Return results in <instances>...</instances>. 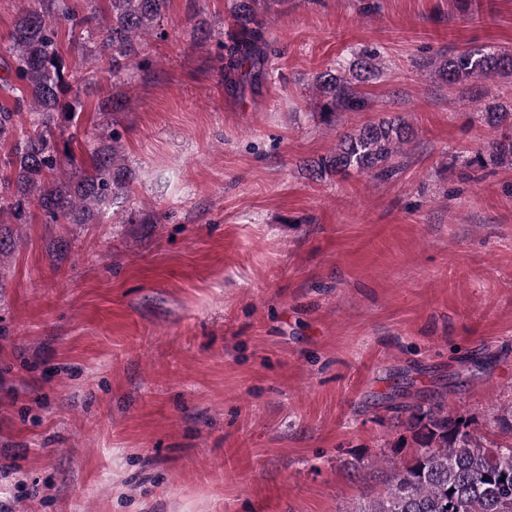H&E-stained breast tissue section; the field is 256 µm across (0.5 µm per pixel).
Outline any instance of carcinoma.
Returning <instances> with one entry per match:
<instances>
[{
  "mask_svg": "<svg viewBox=\"0 0 512 512\" xmlns=\"http://www.w3.org/2000/svg\"><path fill=\"white\" fill-rule=\"evenodd\" d=\"M168 0H108L107 11L90 8L82 15L69 0H33L9 33L5 76L0 86L14 95L12 107H0V144L13 140L0 161V224H26L32 204L52 219L89 224L103 204L129 191L132 173L120 163L116 147H97L70 173L64 162L74 159L72 138L57 131L71 124L81 108L76 77L60 50L58 22L103 37L99 53L108 57L116 78L141 53V39L164 36ZM260 0H236L234 32L221 44L222 76L231 87L254 84L267 57V27ZM374 69L365 57L347 75L321 73L315 81L321 103L319 117L329 122L336 111L357 112L364 101L355 82ZM449 84L512 75V54L483 48L448 53L438 67ZM33 113L34 133L13 139L17 118ZM478 117L495 133L490 159L512 164V108L488 103ZM413 136L405 118L385 115L367 120L340 135L336 147L310 166L316 179L351 170L389 179L395 159ZM402 425L419 451L408 464L392 467L385 493L369 498L358 512H512V448L484 443L470 423L436 401L405 408Z\"/></svg>",
  "mask_w": 512,
  "mask_h": 512,
  "instance_id": "obj_1",
  "label": "carcinoma"
}]
</instances>
